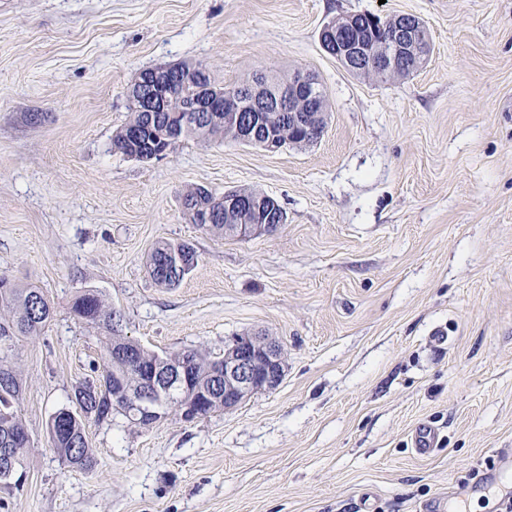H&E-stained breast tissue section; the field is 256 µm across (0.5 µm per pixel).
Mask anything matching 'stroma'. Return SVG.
Instances as JSON below:
<instances>
[{
    "instance_id": "1",
    "label": "stroma",
    "mask_w": 512,
    "mask_h": 512,
    "mask_svg": "<svg viewBox=\"0 0 512 512\" xmlns=\"http://www.w3.org/2000/svg\"><path fill=\"white\" fill-rule=\"evenodd\" d=\"M349 13L416 16L427 63L348 73L319 33ZM180 62L229 87L313 74L324 132L276 152L114 149L137 74ZM199 185L262 192L287 222L214 237L182 208ZM160 241L197 255L173 288L147 271ZM0 275L53 307L7 352L30 448L6 512H362L365 495L448 512L462 494L460 512H499L464 488L512 451V0H0ZM88 288L151 351L275 336L283 381L191 422L86 419L94 463L66 467L46 424L102 372L105 331L71 310ZM424 421L439 439L422 456ZM411 439L415 451L420 455H427L437 442L438 432L432 426L422 423L413 430Z\"/></svg>"
}]
</instances>
